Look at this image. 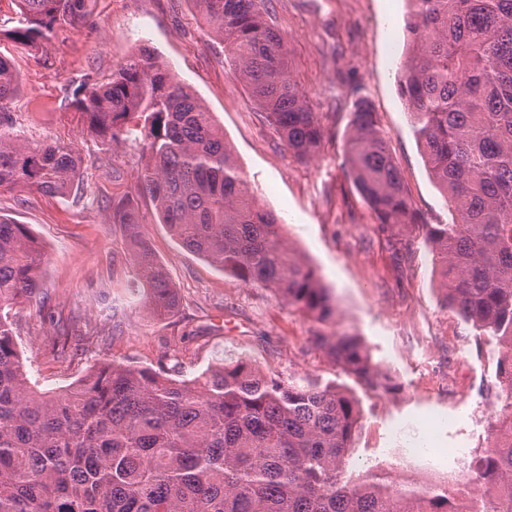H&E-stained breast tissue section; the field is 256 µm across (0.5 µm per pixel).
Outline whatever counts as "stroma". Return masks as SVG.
<instances>
[{
	"label": "stroma",
	"mask_w": 512,
	"mask_h": 512,
	"mask_svg": "<svg viewBox=\"0 0 512 512\" xmlns=\"http://www.w3.org/2000/svg\"><path fill=\"white\" fill-rule=\"evenodd\" d=\"M267 8L286 40L291 77L324 128L318 152L307 161L288 152L264 110L234 79L232 60L193 0H90L85 26H58L36 51L6 37L16 12L12 0H0V56L10 60L19 82L9 104L15 134L32 145L70 143L87 161L67 196L30 188L0 192V214L27 225L46 252L44 303L17 308L16 340L44 388H64L104 360L190 378L240 357L272 377L350 386L361 407L350 470L402 468L404 442L394 429L414 420L419 434L430 437L426 482H446L460 467L452 449H467L473 460L489 443L498 349L443 304L422 226L381 229L344 158L353 106L368 99L413 207L425 224L451 223L399 91L405 2L269 0ZM144 46L223 128L256 199L281 217L288 240L327 286L337 305L333 320L318 322L221 272L184 248L142 198V233L179 297L171 315L148 312L125 232L111 220L113 203L137 181L143 145L131 139L101 144L69 106L76 87L107 81ZM59 332L68 338L61 353L53 349ZM343 332L362 339L395 384L393 394L381 398L354 388L312 342Z\"/></svg>",
	"instance_id": "35a3bbf8"
}]
</instances>
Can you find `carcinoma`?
I'll return each instance as SVG.
<instances>
[{
  "mask_svg": "<svg viewBox=\"0 0 512 512\" xmlns=\"http://www.w3.org/2000/svg\"><path fill=\"white\" fill-rule=\"evenodd\" d=\"M8 35L38 49L57 26L87 22V0H12ZM231 55L234 78L288 150L313 157L324 129L291 79L267 0H193ZM407 49L399 89L428 170L457 220L425 224L413 208L372 104L354 105L349 172L382 228L423 224L443 304L499 345L501 407L472 470L474 497L440 485L354 478L348 452L359 400L335 384L280 380L239 358L192 378L102 362L64 390L31 381L12 312L41 295L44 246L0 214V512H512V0H405ZM18 91L0 57V191L69 193L85 160L64 141L14 137ZM71 108L101 141L134 133L145 149L137 184L112 207L146 286L171 313L178 296L141 233L147 196L189 251L245 284L267 288L326 322L336 306L316 269L257 204L207 108L148 49L83 83ZM317 347L368 393L389 379L355 335Z\"/></svg>",
  "mask_w": 512,
  "mask_h": 512,
  "instance_id": "cac0c4a2",
  "label": "carcinoma"
}]
</instances>
